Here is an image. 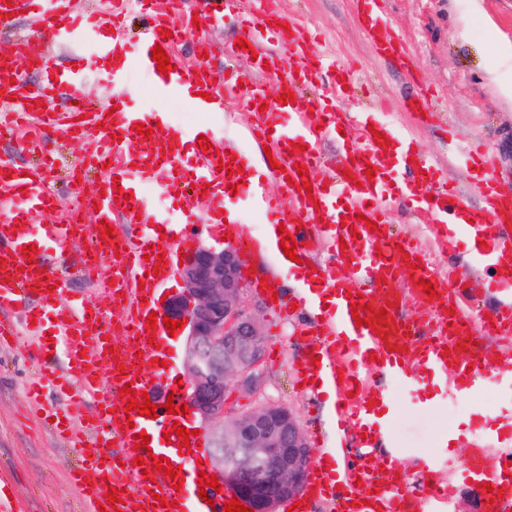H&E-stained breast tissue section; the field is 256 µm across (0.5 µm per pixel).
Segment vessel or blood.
Masks as SVG:
<instances>
[{
  "mask_svg": "<svg viewBox=\"0 0 512 512\" xmlns=\"http://www.w3.org/2000/svg\"><path fill=\"white\" fill-rule=\"evenodd\" d=\"M358 21L365 25L378 55L391 61L409 79L417 71L407 46L392 31L386 10L387 0H352ZM135 4L143 20L141 38L134 51L123 42V18L128 4ZM186 0H112L105 15L81 14L73 0H0V27L12 25L11 11L27 16L37 26L36 35H26L17 43V54L28 64L45 69L47 78L28 87L16 64V54L0 56V106L16 99L20 116L18 129L32 128V136L22 139L23 148L41 157L38 165L23 167L0 159V336L11 326L16 309L30 297L40 303H61L64 289L58 265L46 253L47 244L64 246L76 234H84L92 244L87 259L90 268L106 266L109 278L91 275L100 305L67 306V318L55 325L51 338L38 339L33 359L44 378L60 388L78 386L99 406L91 429L99 452L82 455L83 437H75L72 449L80 458L72 473L78 491L79 512H99L97 502L110 488H117L122 512H223L233 493H225L215 503L199 495L177 493L172 480L156 473L147 480L142 466L122 457L121 449L136 448L135 435L144 433L149 446L138 456L153 453L171 457L178 436L172 435L174 415L158 407L156 418L127 411L124 387L141 393L163 385L172 392L174 404H182L183 388L168 362L173 339L165 324L150 328L151 300L174 274L178 254L167 241L154 238L155 226L170 222L195 224L196 214L181 209L173 216L153 210L145 195L153 190L165 201L176 202L191 186L206 187L204 204L211 209L212 223L223 225L232 245L249 252L253 241L236 225L225 224L222 209L235 186H245L266 224L284 225L297 242L295 254L308 260L314 237L331 244L329 257L307 272L313 293L278 300L282 311L292 306L312 307L320 292L335 298L328 323H313L320 341L317 353L322 365L304 364L309 389L318 382L330 384L336 392V431L332 447L320 451L304 479V498H331L335 512H435L448 499L449 486L438 477L435 457L421 461V485L409 489L403 477L392 476L378 482L370 467L345 465L348 437L359 439L360 447L375 448L395 414L388 394L358 393L357 386L368 374L393 378L399 385L415 387L422 376L443 381L449 395L471 397L480 376L512 390V374L501 372L498 363L512 354L493 357L480 350L483 336L499 337L512 343V188L495 175L491 152L484 146L467 148L449 144L448 153L458 158L482 200L469 205L460 189L438 178L429 159L420 155L414 139L388 121L382 109L342 112L333 99L299 95V85L323 86L336 90L354 85L351 67L337 63L313 49V41L298 26L288 25L279 0H203L199 17L187 13ZM233 14L242 19V36L247 49H235V56L249 59L245 71L220 73L205 57L191 66L178 65L160 73L151 55L162 46L175 55L176 46L196 24L211 23ZM111 38H103V29ZM74 46L72 66L58 70L48 65L53 48ZM287 50L294 67L281 74V59L275 48ZM101 72L109 82L111 96L106 104L92 105L81 84L89 69ZM275 77L274 92H267L266 80ZM241 90L251 106L250 134L257 143L269 146L278 164L273 176L291 200L284 207L265 191L249 183L246 172L252 164L238 147L225 143L224 133L214 119L227 110L225 89ZM295 92V102L279 103V95ZM67 95L69 108L52 112L50 104ZM175 97L184 100L197 116L183 126L166 125L165 116L154 101ZM149 100V107H133L134 99ZM433 98L431 89L417 84L406 99L404 110L420 127L428 126ZM151 127V137L136 133L137 124ZM350 126L353 139L345 145L326 179L316 171L321 163L319 144L325 134ZM69 134L84 147L82 169L91 173L77 187L80 209L93 212L90 224L61 220L32 234L31 223L48 212H58L54 186L47 171L54 162L52 135ZM388 137L389 146L379 145L377 134ZM206 137L209 149L197 144ZM299 151H292V144ZM191 164H184V154ZM374 177H367V170ZM311 190H303L304 181ZM127 198H119V191ZM404 202L410 209L431 216L443 250L457 251L460 242L471 246L473 261L490 268L488 288L500 291L497 305L488 318L474 321L470 314L475 301L457 272L440 278L423 249L408 236L395 234L387 216L388 205ZM123 217L126 223L142 222L147 231L135 241L120 236L104 237L100 226ZM36 246L32 258L23 250ZM406 291H398V281ZM435 285L434 296L425 295L421 283ZM411 299L413 315H400L399 305ZM371 305L367 323L356 326L353 304ZM122 305L126 311L118 328L105 322V309ZM384 313L383 331L371 330L370 322ZM132 428H124V421ZM190 453L176 457L184 479L198 480V463L207 459L206 446L190 437ZM460 479L480 489V512H512V430L488 427L476 435L459 473Z\"/></svg>",
  "mask_w": 512,
  "mask_h": 512,
  "instance_id": "b4317fda",
  "label": "vessel or blood"
}]
</instances>
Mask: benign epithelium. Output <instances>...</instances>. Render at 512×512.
Wrapping results in <instances>:
<instances>
[{"instance_id": "7a95c632", "label": "benign epithelium", "mask_w": 512, "mask_h": 512, "mask_svg": "<svg viewBox=\"0 0 512 512\" xmlns=\"http://www.w3.org/2000/svg\"><path fill=\"white\" fill-rule=\"evenodd\" d=\"M180 278L183 291L163 312L185 322L180 335L186 337V400L191 414L211 431V472L254 512H277L300 491L313 449L285 405L262 402L236 416L226 407L229 382L252 392L262 386L265 336L244 305L240 254L199 246L189 253Z\"/></svg>"}]
</instances>
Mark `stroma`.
Listing matches in <instances>:
<instances>
[{"label":"stroma","mask_w":512,"mask_h":512,"mask_svg":"<svg viewBox=\"0 0 512 512\" xmlns=\"http://www.w3.org/2000/svg\"><path fill=\"white\" fill-rule=\"evenodd\" d=\"M284 8L303 27L317 36L319 52L352 62L358 69L363 91L356 97L337 98L340 110H358L369 98L383 97L399 103L407 91L402 71L374 52L363 29L356 23L350 0H283ZM393 31L406 42L418 60L422 80L437 93L441 109L437 121L418 130L420 150L454 181L466 201L479 204L461 166L449 161L444 145L447 133L463 142L478 140L497 157V176L512 185V101L506 100L491 79V71L502 46H512V0H389ZM240 29L235 16L198 28L178 48L182 63L195 61L197 40L210 42L213 69L234 65L231 45ZM57 169L55 187L63 209L76 205L67 182L80 154L78 143L56 133ZM390 216L396 230L417 237L441 268L455 269L469 287H480L483 273L475 271L467 251L441 252L427 213L410 214L406 205H393ZM243 300L255 315L266 338L262 359V395H255L236 382L225 390L233 414L251 410L259 399L287 405L296 415L312 448L326 444L334 429L326 395L305 391L297 370L305 361L314 337L304 332L307 312L284 314L258 291L260 278L272 277L282 296L294 294L295 269L281 264L270 248H254L244 256ZM18 333L0 343V472L7 476L11 495L24 501L31 512H74L76 491L68 475L71 457L65 436L46 431L40 412L27 400L34 375L32 339L26 332L24 314L14 317ZM397 406L391 422L392 461L407 475H414L420 459L428 455L451 457L463 466L470 442L485 422L501 413H512V393L491 381L480 387L481 400L452 399L440 383L430 381L411 391L384 380L380 383Z\"/></svg>","instance_id":"stroma-1"}]
</instances>
